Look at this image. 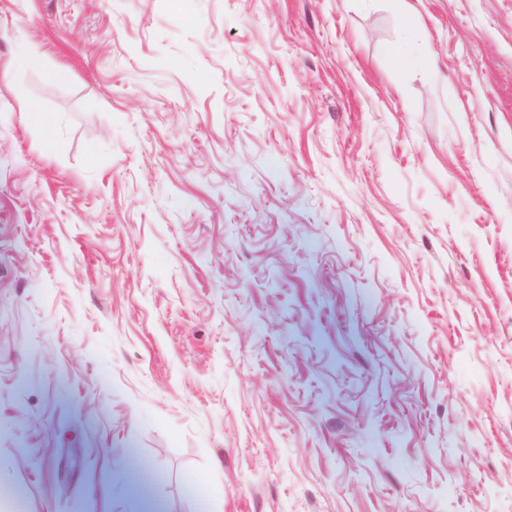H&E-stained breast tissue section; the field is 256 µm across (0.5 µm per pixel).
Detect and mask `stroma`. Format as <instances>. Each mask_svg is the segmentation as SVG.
Listing matches in <instances>:
<instances>
[{
	"instance_id": "obj_1",
	"label": "stroma",
	"mask_w": 512,
	"mask_h": 512,
	"mask_svg": "<svg viewBox=\"0 0 512 512\" xmlns=\"http://www.w3.org/2000/svg\"><path fill=\"white\" fill-rule=\"evenodd\" d=\"M415 7L0 0V512H512V0Z\"/></svg>"
}]
</instances>
